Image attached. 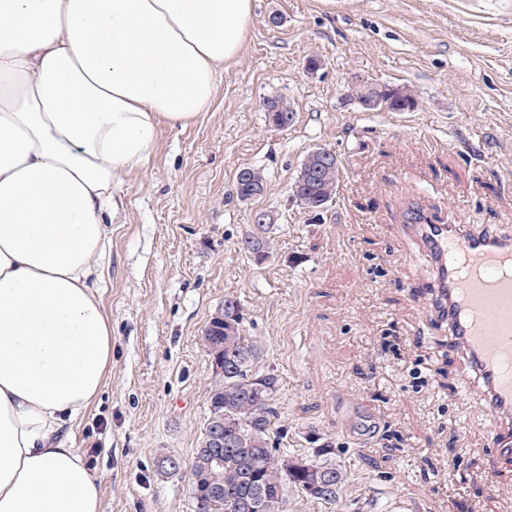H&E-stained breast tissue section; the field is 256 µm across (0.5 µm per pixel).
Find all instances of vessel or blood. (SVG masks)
Returning a JSON list of instances; mask_svg holds the SVG:
<instances>
[{
	"instance_id": "b4317fda",
	"label": "vessel or blood",
	"mask_w": 512,
	"mask_h": 512,
	"mask_svg": "<svg viewBox=\"0 0 512 512\" xmlns=\"http://www.w3.org/2000/svg\"><path fill=\"white\" fill-rule=\"evenodd\" d=\"M404 234L429 258L432 271L411 287L429 307L435 329L468 370L460 388L490 407V474L512 478V232L494 224H453L411 202Z\"/></svg>"
}]
</instances>
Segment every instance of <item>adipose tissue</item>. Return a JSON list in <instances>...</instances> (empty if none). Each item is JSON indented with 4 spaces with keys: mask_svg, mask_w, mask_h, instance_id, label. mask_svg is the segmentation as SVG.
<instances>
[{
    "mask_svg": "<svg viewBox=\"0 0 512 512\" xmlns=\"http://www.w3.org/2000/svg\"><path fill=\"white\" fill-rule=\"evenodd\" d=\"M252 0H0V512H101L66 444L112 364L91 282L159 124L209 111Z\"/></svg>",
    "mask_w": 512,
    "mask_h": 512,
    "instance_id": "obj_1",
    "label": "adipose tissue"
}]
</instances>
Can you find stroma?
I'll return each instance as SVG.
<instances>
[{
    "instance_id": "1",
    "label": "stroma",
    "mask_w": 512,
    "mask_h": 512,
    "mask_svg": "<svg viewBox=\"0 0 512 512\" xmlns=\"http://www.w3.org/2000/svg\"><path fill=\"white\" fill-rule=\"evenodd\" d=\"M217 81L210 111L160 125L115 195L98 261L112 366L72 439L102 512H195L187 472L162 460L189 461L202 437L217 379L202 330L228 296L280 378L276 447L329 448L346 474L339 503L292 488L288 512H512V483L488 477L491 413L458 389L462 359L410 299L431 266L399 229L415 199L455 224L512 227V0H253ZM360 82L408 88L417 105L364 110L347 99ZM275 97L297 112L288 129L267 124ZM318 147L341 174L314 216L290 186ZM246 167L265 190L240 201ZM255 233L261 261L241 248Z\"/></svg>"
}]
</instances>
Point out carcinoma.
<instances>
[{
	"instance_id": "obj_1",
	"label": "carcinoma",
	"mask_w": 512,
	"mask_h": 512,
	"mask_svg": "<svg viewBox=\"0 0 512 512\" xmlns=\"http://www.w3.org/2000/svg\"><path fill=\"white\" fill-rule=\"evenodd\" d=\"M266 110L287 115L280 127L295 121L293 106L283 99H268ZM340 161L317 176L299 184L292 182L301 208L321 210L336 195L339 185ZM208 356L222 359L224 377L211 390L209 414H224V437L234 447L224 449V468L217 474L207 468L201 448L186 463L191 493L203 501L202 512H242L246 500L273 505L272 512H284L288 488L295 487L310 498L317 495L309 489L311 474L302 466L303 460H285L273 447L276 410L273 398L278 379L260 372L261 347L238 327L236 335L224 333V325L211 320L206 325Z\"/></svg>"
}]
</instances>
